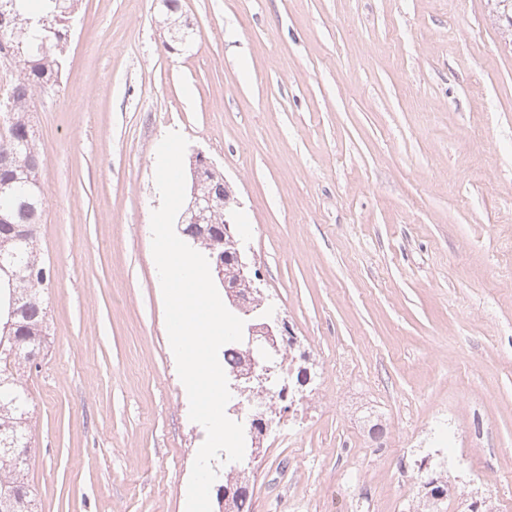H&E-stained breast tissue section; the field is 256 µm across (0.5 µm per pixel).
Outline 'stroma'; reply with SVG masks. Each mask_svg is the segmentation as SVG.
<instances>
[{
	"label": "stroma",
	"mask_w": 512,
	"mask_h": 512,
	"mask_svg": "<svg viewBox=\"0 0 512 512\" xmlns=\"http://www.w3.org/2000/svg\"><path fill=\"white\" fill-rule=\"evenodd\" d=\"M80 0L32 122L53 344L26 380L38 512H186L205 432L165 325L154 159L172 131L232 193L306 366L252 512H468L512 487V36L491 0Z\"/></svg>",
	"instance_id": "35a3bbf8"
}]
</instances>
